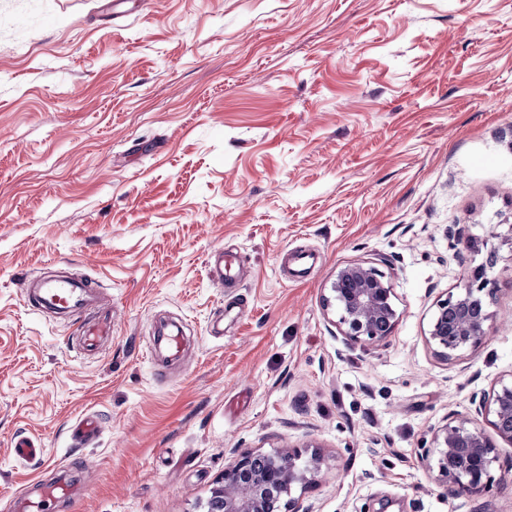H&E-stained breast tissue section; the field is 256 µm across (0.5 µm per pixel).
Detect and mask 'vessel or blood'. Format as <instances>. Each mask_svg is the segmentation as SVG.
Returning a JSON list of instances; mask_svg holds the SVG:
<instances>
[{
  "mask_svg": "<svg viewBox=\"0 0 512 512\" xmlns=\"http://www.w3.org/2000/svg\"><path fill=\"white\" fill-rule=\"evenodd\" d=\"M239 256L220 250L211 253L206 261L208 275L213 282L224 284V271L238 264ZM22 292L34 299L36 306L62 316L80 310L96 308L99 295L95 281L74 277H49L27 279ZM112 333V321L100 317L85 323L81 329L80 343L83 352L96 351L105 336ZM100 432L96 417L88 415L73 425L70 433L71 450H78L93 442ZM80 493L77 485L62 480H38L25 488L12 502L11 512H53L56 505L71 503Z\"/></svg>",
  "mask_w": 512,
  "mask_h": 512,
  "instance_id": "vessel-or-blood-1",
  "label": "vessel or blood"
}]
</instances>
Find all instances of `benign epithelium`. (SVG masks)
<instances>
[{"label": "benign epithelium", "instance_id": "benign-epithelium-1", "mask_svg": "<svg viewBox=\"0 0 512 512\" xmlns=\"http://www.w3.org/2000/svg\"><path fill=\"white\" fill-rule=\"evenodd\" d=\"M493 293V282L486 265L472 268L456 295L437 303L427 336L437 354L448 360L464 348H476L486 338L492 314L486 297ZM395 292L390 281L374 265L353 263L336 272L326 306L336 308V328L343 343L378 341L386 337L398 318ZM471 404L478 414L492 416L496 435L512 444V382L501 384L492 394L473 395ZM495 446L472 420L457 414L448 418L434 434L433 450L422 453L435 483L456 494L478 495L486 487ZM296 452L269 457L265 468L258 466L263 455L247 452L224 468L222 481L213 490L216 512H276L281 497L292 486L306 484L321 466L317 454L309 464L297 466Z\"/></svg>", "mask_w": 512, "mask_h": 512}]
</instances>
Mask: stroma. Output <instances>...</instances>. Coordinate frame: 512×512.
Instances as JSON below:
<instances>
[{"instance_id": "obj_1", "label": "stroma", "mask_w": 512, "mask_h": 512, "mask_svg": "<svg viewBox=\"0 0 512 512\" xmlns=\"http://www.w3.org/2000/svg\"><path fill=\"white\" fill-rule=\"evenodd\" d=\"M105 4L0 0V512L58 473L67 512H204L233 458L288 450L322 458L290 494L313 512H512V444L478 497L421 460L512 379V0ZM492 252L487 336L442 359L436 304ZM360 262L399 318L348 346L325 298ZM52 271L105 293L97 354L23 297ZM166 319L173 361L146 355ZM241 260L237 254L227 253L224 254V250H217L208 256L206 261L209 278L217 284L224 287V282L227 288L235 286V281L224 277V269H231L232 265H240ZM100 432V425L96 417L92 415L81 418L71 428L69 445L70 452H76L79 448H84L93 442Z\"/></svg>"}]
</instances>
